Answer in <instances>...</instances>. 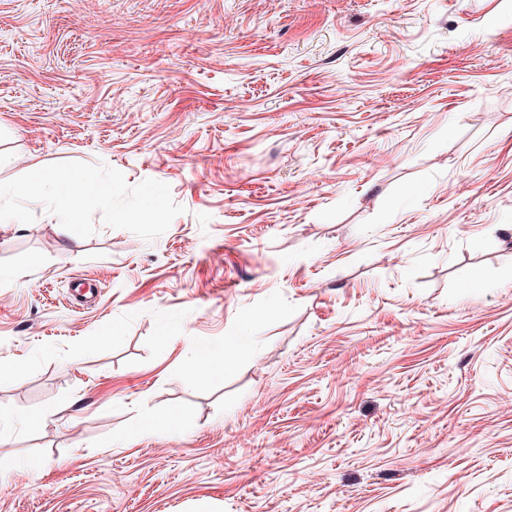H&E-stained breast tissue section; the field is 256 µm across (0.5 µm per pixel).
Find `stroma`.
<instances>
[{
    "mask_svg": "<svg viewBox=\"0 0 512 512\" xmlns=\"http://www.w3.org/2000/svg\"><path fill=\"white\" fill-rule=\"evenodd\" d=\"M0 184V512H512V0H0ZM72 181L77 185L79 193L73 198H71L65 206H62L59 203H55L54 198L51 197L50 194H47L45 196H35V199L38 202H41L42 204H45L48 207H57L58 219H60L61 224H68V221L72 217L76 216L81 195L88 194L91 192L94 194L99 205L108 206L110 203V194L101 189L100 186L96 185L92 177L84 179L83 177L77 176Z\"/></svg>",
    "mask_w": 512,
    "mask_h": 512,
    "instance_id": "stroma-1",
    "label": "stroma"
}]
</instances>
